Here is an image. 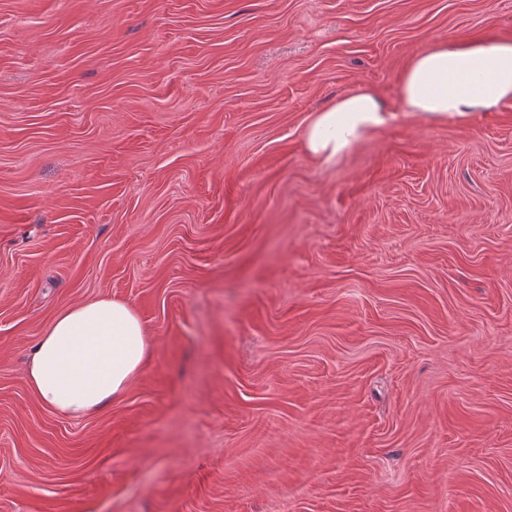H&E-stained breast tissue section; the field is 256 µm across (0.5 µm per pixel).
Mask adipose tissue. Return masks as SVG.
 Instances as JSON below:
<instances>
[{"mask_svg":"<svg viewBox=\"0 0 512 512\" xmlns=\"http://www.w3.org/2000/svg\"><path fill=\"white\" fill-rule=\"evenodd\" d=\"M512 102V39L436 42L413 54L396 102L347 93L304 128L307 155L335 166L380 132L408 120L473 123ZM151 342L138 313L109 298L68 307L31 351L27 379L51 409L82 419L118 399L142 372Z\"/></svg>","mask_w":512,"mask_h":512,"instance_id":"ef3b65f1","label":"adipose tissue"}]
</instances>
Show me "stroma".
<instances>
[{"mask_svg":"<svg viewBox=\"0 0 512 512\" xmlns=\"http://www.w3.org/2000/svg\"><path fill=\"white\" fill-rule=\"evenodd\" d=\"M494 38L512 0H0V512H512V104L302 145ZM104 297L151 357L71 419L27 356Z\"/></svg>","mask_w":512,"mask_h":512,"instance_id":"35a3bbf8","label":"stroma"}]
</instances>
